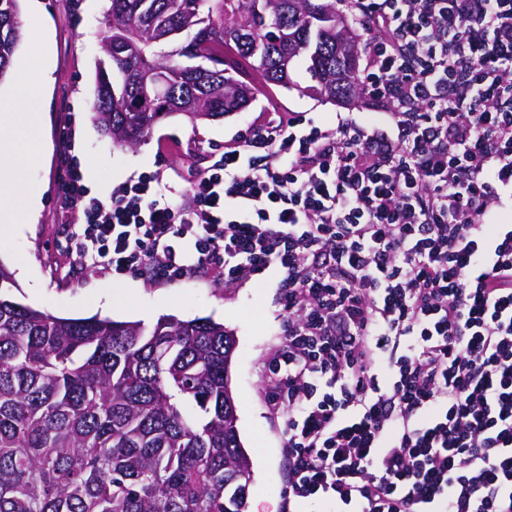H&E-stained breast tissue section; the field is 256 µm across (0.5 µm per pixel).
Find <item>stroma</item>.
I'll return each instance as SVG.
<instances>
[{
	"mask_svg": "<svg viewBox=\"0 0 512 512\" xmlns=\"http://www.w3.org/2000/svg\"><path fill=\"white\" fill-rule=\"evenodd\" d=\"M106 0H40L39 12L21 6L24 37L13 66L46 59L51 81L46 91L31 83L14 89L13 75L0 79V98L20 91L25 111L43 116L46 144L43 163L27 173L23 185L36 212L34 223L14 231L9 214L0 213V261L14 273V297L31 307L62 317L99 316L151 324L162 316L181 319L209 317L233 329L237 349L231 366V388L238 401V427L254 466L248 491L250 512H280L287 485V461L281 449V418L269 408L263 366L283 341L284 322L275 288L252 279L228 288L218 274L177 284L138 276L121 279L99 268L76 264L67 248L60 219V156L62 137L72 133L75 153L87 185L109 196L118 184L143 172L163 182L176 181L219 160L224 142L238 130L268 122L271 111L304 112L320 123H331L337 107L306 92L311 80L297 64L294 88H257L249 107L216 120L190 124L181 115L160 122L150 138L135 148L119 147L101 136L92 121L95 63L108 33ZM110 294L106 306L98 296Z\"/></svg>",
	"mask_w": 512,
	"mask_h": 512,
	"instance_id": "obj_1",
	"label": "stroma"
}]
</instances>
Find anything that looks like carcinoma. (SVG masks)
I'll return each mask as SVG.
<instances>
[{
    "instance_id": "carcinoma-1",
    "label": "carcinoma",
    "mask_w": 512,
    "mask_h": 512,
    "mask_svg": "<svg viewBox=\"0 0 512 512\" xmlns=\"http://www.w3.org/2000/svg\"><path fill=\"white\" fill-rule=\"evenodd\" d=\"M344 0H110L92 119L120 146L164 116L243 111L256 87L217 74L230 47L269 86L306 64L318 101L362 94L366 43ZM20 0H0V79L22 40ZM171 44L163 57L154 48ZM154 71L151 92L141 78ZM0 261V512H244L254 481L230 367L233 330L210 318H63L9 296Z\"/></svg>"
}]
</instances>
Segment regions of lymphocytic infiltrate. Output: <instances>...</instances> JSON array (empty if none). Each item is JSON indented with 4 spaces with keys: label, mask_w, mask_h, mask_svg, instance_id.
I'll list each match as a JSON object with an SVG mask.
<instances>
[{
    "label": "lymphocytic infiltrate",
    "mask_w": 512,
    "mask_h": 512,
    "mask_svg": "<svg viewBox=\"0 0 512 512\" xmlns=\"http://www.w3.org/2000/svg\"><path fill=\"white\" fill-rule=\"evenodd\" d=\"M367 112L296 113L187 190L60 158L80 265L273 276L286 512H512V0H349ZM375 118H368V111Z\"/></svg>",
    "instance_id": "1"
}]
</instances>
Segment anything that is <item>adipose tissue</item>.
<instances>
[{
	"instance_id": "obj_1",
	"label": "adipose tissue",
	"mask_w": 512,
	"mask_h": 512,
	"mask_svg": "<svg viewBox=\"0 0 512 512\" xmlns=\"http://www.w3.org/2000/svg\"><path fill=\"white\" fill-rule=\"evenodd\" d=\"M40 128L41 120L35 114L0 113V205L9 208L17 225L31 223L34 218L20 187L24 173L43 161L45 145Z\"/></svg>"
}]
</instances>
